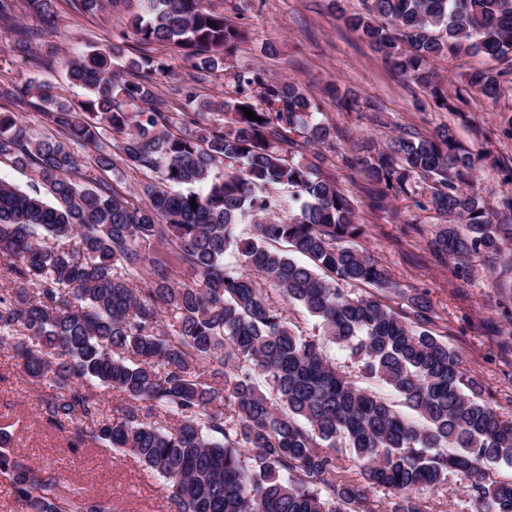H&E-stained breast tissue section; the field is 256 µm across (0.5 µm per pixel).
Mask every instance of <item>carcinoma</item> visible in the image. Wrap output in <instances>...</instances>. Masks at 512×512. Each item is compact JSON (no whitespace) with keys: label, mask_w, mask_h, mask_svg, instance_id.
Listing matches in <instances>:
<instances>
[{"label":"carcinoma","mask_w":512,"mask_h":512,"mask_svg":"<svg viewBox=\"0 0 512 512\" xmlns=\"http://www.w3.org/2000/svg\"><path fill=\"white\" fill-rule=\"evenodd\" d=\"M56 2L23 0L45 34L57 27ZM65 2L91 15L106 5ZM140 2L137 54L127 64L116 63L110 43L66 58V80L84 98L66 103L34 79L0 81V100L34 109L46 129L35 133L0 112V157L36 176L27 190L0 181V259L12 284L0 290V347L17 351L28 377L50 388L40 400L46 419L164 478L169 512H426L423 491L442 492L458 474L476 512H512V481L489 474L492 465L512 467V420L431 329L426 295L406 294L354 244L365 233L354 198L314 163L294 160L333 137L334 126L316 118L323 106L293 82L242 68L232 74V96H187L195 116L171 132L174 118L154 92L153 76L168 70L155 46L172 45L211 73L246 34L207 0ZM365 2L366 13L345 22L437 107L457 113L463 94L494 100L512 84V0ZM32 39L14 26L10 51L38 67ZM462 52L505 67L469 71L449 97L433 61ZM76 145L102 172L149 170L158 182L138 184L139 205L105 180L81 183ZM226 161L239 173L213 175ZM481 161L444 126L428 139L369 146L353 164L386 197L409 194L415 174L436 183L432 209L448 223L432 251L460 269L512 241V196L491 211L471 186ZM202 185L206 192H196ZM275 186L288 187V199L270 195ZM297 203L300 213L282 219ZM247 220L251 235L237 236ZM151 241L170 247L195 280H176L166 261L143 251ZM262 283L321 333L290 326ZM349 286L367 292L353 296ZM389 295L405 306L391 307ZM329 343L414 417L337 367ZM92 384L128 403L105 416L86 393ZM343 447L361 478L340 471ZM0 479L24 512H112L5 444ZM376 487L387 490L383 510L371 500Z\"/></svg>","instance_id":"1"}]
</instances>
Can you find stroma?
<instances>
[{
	"instance_id": "35a3bbf8",
	"label": "stroma",
	"mask_w": 512,
	"mask_h": 512,
	"mask_svg": "<svg viewBox=\"0 0 512 512\" xmlns=\"http://www.w3.org/2000/svg\"><path fill=\"white\" fill-rule=\"evenodd\" d=\"M211 2L230 23L247 30V39L222 71L205 76L178 50L158 47L171 72L157 77V95L167 100L171 112L179 113L185 109L186 89L202 100L224 96L231 74L246 66L263 70L273 80L296 82L309 98L325 104L324 117L337 134L320 147L322 166L358 202L359 221L365 226L359 246L405 291L427 295L438 317V333L482 380L485 399L512 415V241L501 255L476 258L468 271L456 273L453 260H438L430 248L443 221L429 204L431 180L413 176L410 195L378 201L364 176L345 164L364 142L383 148L396 136H429L444 125L454 128L471 150L512 162V86L494 101L468 96L460 115L437 108L423 89L405 86L381 55L339 19V11H362L363 0ZM60 13L55 33L33 43L37 54H43L46 44L55 47L54 55L45 56L38 68L13 55L12 26L0 24V81L35 77L76 101L82 91L65 79L66 54L109 41L119 46L123 58L133 57L131 15L124 7L109 6L91 16L64 6ZM333 87L355 96L359 111L331 106ZM46 390V385L30 381L13 351L0 349V430L8 433L11 448L28 463L60 476L72 490L110 502L112 512H168L163 478L119 449L76 442L73 428L46 421L39 411Z\"/></svg>"
}]
</instances>
